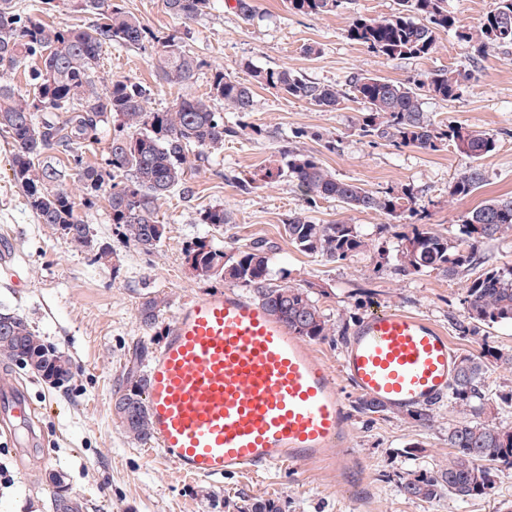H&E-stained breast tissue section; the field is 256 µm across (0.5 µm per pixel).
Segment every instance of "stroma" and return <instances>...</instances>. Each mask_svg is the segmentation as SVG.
<instances>
[{
  "instance_id": "35a3bbf8",
  "label": "stroma",
  "mask_w": 512,
  "mask_h": 512,
  "mask_svg": "<svg viewBox=\"0 0 512 512\" xmlns=\"http://www.w3.org/2000/svg\"><path fill=\"white\" fill-rule=\"evenodd\" d=\"M122 4L157 35L189 31L192 51L242 80L248 77V62L286 67L339 87L355 72L411 83L439 68L472 71L474 77L459 98L446 102L427 96L423 109L434 119L487 131L495 148L481 160L484 186L456 201L449 198V188L470 161L455 149L426 152L361 136V106L351 99L325 111L259 88L248 120L265 129V136L229 141L219 152L189 160V194L176 192L158 204L157 218L167 233L154 254H144L120 237L106 200L86 206L76 178L65 181L75 212L90 224L96 244L114 250L111 264L104 265L95 262L93 252L72 247L61 231L38 223L14 185L11 140L0 131V243L11 244L23 277L18 288L0 281V305L27 318L77 368L70 387L63 390L16 365L6 366V373L29 386L34 401L42 404L39 423L48 443L43 450L47 461L38 467L0 447V472L8 476L0 482V512H51L52 491L45 481L51 470L65 475L73 493L88 503V512H224L225 501L242 497L275 499L282 512H352L354 499L359 512H507L512 507V473L500 474L487 495L468 501L443 496L425 502L401 494L399 481L409 471L448 463V426L457 411L445 405L427 428L392 413L351 414V446L362 464L357 482L339 486L318 473L284 467L253 479L229 476L212 482L177 479L160 463L154 443L128 439L112 414V393L122 383L135 347H157L183 302L222 288V281L196 277L186 260L187 245L199 237L229 254L255 240L266 241L277 274L288 285L312 287L331 324L354 325L373 310L398 308L435 322L458 354L478 353L484 344L512 351L510 323L484 326L476 333L465 328V286L476 270L448 277L396 271L397 240L393 232L377 230L388 223V216L351 211L334 200L308 204L288 177L260 183L248 194L234 182L235 177L278 166L279 151L289 144L317 155L337 177L363 188L413 187L414 208L425 223L443 232L453 229L467 210L492 198L512 197V49L477 61L469 45L450 33L442 35L431 56L386 59L348 40L354 17L392 14L397 0H347L345 8L315 17L289 11L288 0H253L256 17L248 25L225 12L224 0H215L214 8L192 20L170 14L164 0ZM308 44L318 45L320 54H304ZM117 77L154 86L150 54L121 46L107 49L99 89H108ZM328 139L335 141V149L325 148ZM218 205L228 212L229 224L217 230L199 222L200 211ZM293 213L319 224L359 225L373 242L347 261L324 262L289 243L283 225ZM149 293L168 301L151 329L143 326L139 314ZM409 447L418 448V455L407 456Z\"/></svg>"
}]
</instances>
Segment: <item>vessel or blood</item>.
Wrapping results in <instances>:
<instances>
[{"label":"vessel or blood","instance_id":"vessel-or-blood-1","mask_svg":"<svg viewBox=\"0 0 512 512\" xmlns=\"http://www.w3.org/2000/svg\"><path fill=\"white\" fill-rule=\"evenodd\" d=\"M457 355L433 322L401 309L362 317L332 369L315 348L231 290L190 298L153 351L148 409L162 459L186 480L253 476L272 466L350 481L358 461L344 386L387 408L447 394ZM37 405L0 376V437L37 420Z\"/></svg>","mask_w":512,"mask_h":512}]
</instances>
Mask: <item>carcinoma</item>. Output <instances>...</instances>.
Returning <instances> with one entry per match:
<instances>
[{
    "mask_svg": "<svg viewBox=\"0 0 512 512\" xmlns=\"http://www.w3.org/2000/svg\"><path fill=\"white\" fill-rule=\"evenodd\" d=\"M167 11L193 19L211 9L212 0H164ZM76 12L95 16L89 25L48 24L35 21L17 8L16 0H0V73L6 74L27 61L37 62L28 72L35 90L30 99L9 81L0 79V130L11 138L13 180L20 186L39 221L59 228L77 248L94 247L90 225L74 210L71 196L55 184L74 175L84 190L86 204L93 206L100 194L107 195L112 223L122 238L146 254L157 251L164 234L158 232L157 204L185 184L188 155L204 154L224 146L231 138L262 134L256 125L242 121L253 111L254 88L274 89L290 98L323 109L334 110L350 93L362 105L358 130L363 137L385 139L398 147L439 151L452 146L472 163L450 186V197L465 199L485 182L478 161L495 148L494 138L483 130L437 121L423 110L422 96L442 101L459 97L462 81L471 74L453 69L430 71L413 85L379 76L354 73L348 91L312 81L284 68L246 65L250 79L239 80L214 67L207 97L180 98L165 111L149 107L153 89L125 78L112 80L101 91L95 83L104 50L117 44L154 50L159 85L183 87L194 82L206 63L189 48V33L158 36L118 0H70ZM344 0H288L296 14L318 16L342 8ZM224 5L245 23L255 18L251 0ZM452 32L471 46L478 57L512 48V0H488L476 29L459 25L448 0H399L388 17L355 18L348 38L368 51L386 58H425L435 53L443 34ZM241 120L224 122V111ZM66 113L60 117L59 113ZM114 124L105 165H88L81 149L98 141L101 125ZM47 150L67 157L54 165L41 159ZM282 165L265 177L287 176L311 205L332 199L356 211L391 217L414 218L413 192L371 191L337 178L314 155L285 146ZM224 207L200 213V222L222 226L229 223ZM288 240L300 251L327 262L346 261L366 250L369 234L356 224H317L301 214L288 217L284 225ZM512 234V199H490L467 211L461 224L441 232L425 224H408L396 234L399 240L397 271L409 275L437 271L446 276L477 264L480 243ZM200 266L197 276L220 278L249 289L256 302L276 315L298 336L310 341L335 340L338 331L329 325L306 288L278 282L269 247L256 240L232 254L200 238L186 248ZM467 319L473 324L512 323V265L485 270L466 285ZM165 298L154 295L141 304V322L155 325ZM0 356L20 364V359L41 349L55 348L23 316L0 311ZM346 338V329H341ZM145 348L133 351V369L113 394V400L134 404V413L119 421L127 437L146 443L152 437L146 401L148 377L140 369ZM512 366V353L482 345L479 355L459 358L448 389V404L460 417L448 425V466L415 470L402 477L400 490L409 499L431 501L444 494L459 498L485 495L494 478L512 472V429L499 426L488 412L485 378L489 362ZM436 399L405 412L419 427L432 424ZM363 415L387 412V408L365 396L353 405ZM232 512H281L274 499H244L225 504Z\"/></svg>",
    "mask_w": 512,
    "mask_h": 512,
    "instance_id": "obj_1",
    "label": "carcinoma"
}]
</instances>
